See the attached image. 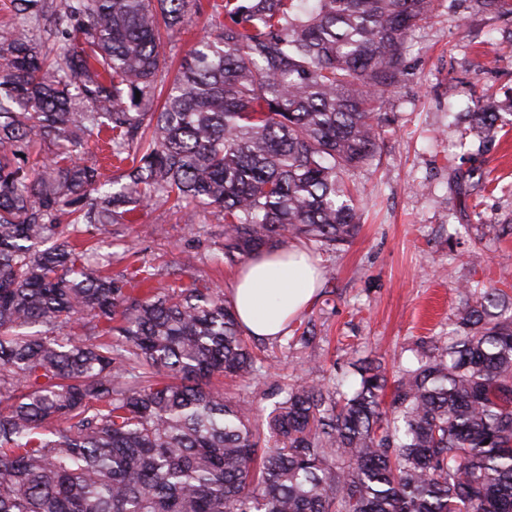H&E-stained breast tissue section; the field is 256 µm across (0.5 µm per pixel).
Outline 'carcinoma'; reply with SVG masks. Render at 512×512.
Masks as SVG:
<instances>
[{
    "mask_svg": "<svg viewBox=\"0 0 512 512\" xmlns=\"http://www.w3.org/2000/svg\"><path fill=\"white\" fill-rule=\"evenodd\" d=\"M436 0H10L0 27V512H512V308L468 286L391 392L297 380L267 420L223 293L114 276L86 236L134 203L224 220L235 265L328 249L362 206L377 104ZM205 34L172 65L165 36ZM512 96L469 114L492 137ZM45 142L56 151L40 154ZM104 149V178L81 154ZM273 445L258 447L261 429Z\"/></svg>",
    "mask_w": 512,
    "mask_h": 512,
    "instance_id": "carcinoma-1",
    "label": "carcinoma"
}]
</instances>
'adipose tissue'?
Here are the masks:
<instances>
[{
	"label": "adipose tissue",
	"instance_id": "1",
	"mask_svg": "<svg viewBox=\"0 0 512 512\" xmlns=\"http://www.w3.org/2000/svg\"><path fill=\"white\" fill-rule=\"evenodd\" d=\"M319 272L313 260L296 248L251 257L237 273L231 301L247 334L272 338L312 300Z\"/></svg>",
	"mask_w": 512,
	"mask_h": 512
}]
</instances>
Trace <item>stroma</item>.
Segmentation results:
<instances>
[{
	"label": "stroma",
	"mask_w": 512,
	"mask_h": 512,
	"mask_svg": "<svg viewBox=\"0 0 512 512\" xmlns=\"http://www.w3.org/2000/svg\"><path fill=\"white\" fill-rule=\"evenodd\" d=\"M511 90L512 16L438 0L406 42L395 91L379 103L381 156L350 180L365 207L357 237L333 252L307 246L320 271L316 295L279 338L248 337L261 371L230 383L231 396L267 414L300 378L351 389L350 364L366 356L398 375L420 341L447 335L461 286L512 283V125L486 145L455 125L483 96ZM476 166L490 184L470 195L454 174ZM94 239L112 273L139 261L163 291L195 281L227 294L237 273L220 260L224 226L210 212L190 225L178 209L152 204ZM307 329L314 337L305 346L297 337Z\"/></svg>",
	"instance_id": "1"
}]
</instances>
